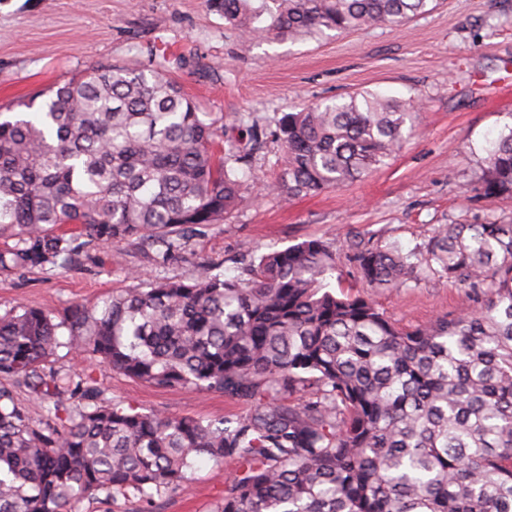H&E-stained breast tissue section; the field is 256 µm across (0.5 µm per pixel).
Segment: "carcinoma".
<instances>
[{
  "mask_svg": "<svg viewBox=\"0 0 512 512\" xmlns=\"http://www.w3.org/2000/svg\"><path fill=\"white\" fill-rule=\"evenodd\" d=\"M437 0H206L251 42L398 27ZM149 69L101 66L0 113V274L65 268L80 248L224 223L252 178L214 153L224 117ZM412 99L366 92L278 118L288 198L365 177L403 146ZM486 195H512V129L485 159ZM74 225L65 237L58 230ZM370 287L422 272L468 304L411 329L362 295L336 293V251L307 240L254 258L243 278L197 266L62 316L0 314V512H76L104 493L155 512L194 461L238 464L215 512H512V222L441 224L425 258L349 246ZM67 340H62V337ZM61 347L144 384L221 393L220 419L107 402L90 379L46 371ZM24 389L44 402L35 419ZM65 390L73 406L61 416Z\"/></svg>",
  "mask_w": 512,
  "mask_h": 512,
  "instance_id": "cac0c4a2",
  "label": "carcinoma"
}]
</instances>
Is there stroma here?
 <instances>
[{
  "instance_id": "obj_1",
  "label": "stroma",
  "mask_w": 512,
  "mask_h": 512,
  "mask_svg": "<svg viewBox=\"0 0 512 512\" xmlns=\"http://www.w3.org/2000/svg\"><path fill=\"white\" fill-rule=\"evenodd\" d=\"M172 46L166 75L201 111L224 117L219 146L246 143L253 177L224 223L188 236L185 250L157 267L159 244H102L68 268L0 275V313L23 306L63 315L152 278L188 279L200 262L244 275L250 251L311 239L338 255L333 289L368 296L398 326L455 311L466 289L430 276L407 288H370L344 254L350 240L421 251L442 224L512 221V196L479 190L484 159L512 128V0H439L399 28L326 33L305 41L253 44L224 26L205 0H0V112L57 83L106 65L150 67ZM378 92L420 101L402 148L370 176L293 200L275 191L278 117L323 99ZM248 113L252 122H240ZM49 368L91 378L108 401L176 416L243 412L219 393L157 388L59 349ZM237 465L198 458L192 478L161 512H215Z\"/></svg>"
}]
</instances>
